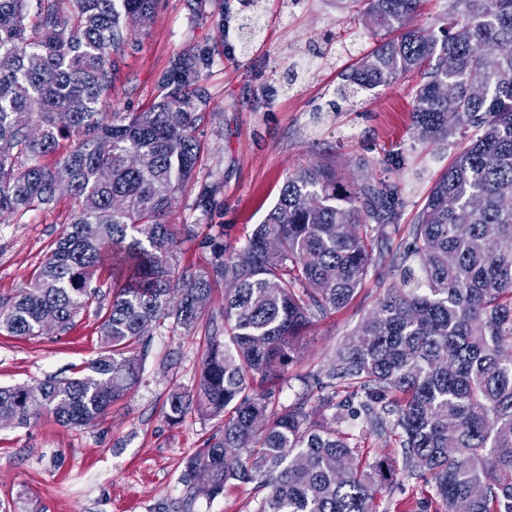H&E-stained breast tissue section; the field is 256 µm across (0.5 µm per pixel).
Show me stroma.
Wrapping results in <instances>:
<instances>
[{
	"mask_svg": "<svg viewBox=\"0 0 512 512\" xmlns=\"http://www.w3.org/2000/svg\"><path fill=\"white\" fill-rule=\"evenodd\" d=\"M263 29L248 54L238 51L237 25L249 15L240 0H158L152 20L136 27L108 95L112 110L141 112L159 99V81L187 50L208 53L209 94L196 136L205 173L222 183L224 221L242 237L276 203L297 169L335 161L348 178L381 175L384 151L404 153L407 198L393 236L406 242L413 218L436 178L452 161V146L414 137L410 101L417 77L344 101L342 73L378 41L355 8L336 0H261ZM73 200L55 202L0 223V297L26 286L70 220ZM396 279L387 264L370 267L353 302L315 322L300 359L289 366L279 406L294 402L303 382L324 369ZM95 310L67 330L38 338L0 331V386L70 377L99 350ZM202 334L154 331L141 381L86 428L44 417L26 427L0 428V512H248L253 485H227L192 499L185 463L215 426L196 413L166 421L167 400L193 386Z\"/></svg>",
	"mask_w": 512,
	"mask_h": 512,
	"instance_id": "obj_1",
	"label": "stroma"
}]
</instances>
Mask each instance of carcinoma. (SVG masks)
<instances>
[{"instance_id": "obj_1", "label": "carcinoma", "mask_w": 512, "mask_h": 512, "mask_svg": "<svg viewBox=\"0 0 512 512\" xmlns=\"http://www.w3.org/2000/svg\"><path fill=\"white\" fill-rule=\"evenodd\" d=\"M338 2L362 7L381 33L338 94L414 72L418 141L465 142L395 251L402 184L348 182L333 162L288 176L245 239L227 233L221 183L200 174L195 135L209 99L205 53L174 58L147 110L103 111L128 20L150 18L157 0H0V215L49 205L63 188L75 201L31 282L0 299V330L38 337L51 316L64 331L95 303L102 345L84 375L0 386V421L89 426L139 383L153 332L203 328L197 381L172 393L166 412L173 423L190 411L218 421L186 462L193 497L236 482L263 492L252 512H376L401 471L433 512H512V0H448L437 31L411 26L422 0ZM70 138L73 149L43 163ZM100 140L112 149L98 151ZM188 191L201 234L169 221ZM185 239L206 266H180ZM383 260L400 284L324 376L277 407L302 336L350 305ZM218 285L217 318L208 307ZM314 388L318 411L308 407ZM347 420L394 440L396 455L370 457L340 429Z\"/></svg>"}]
</instances>
